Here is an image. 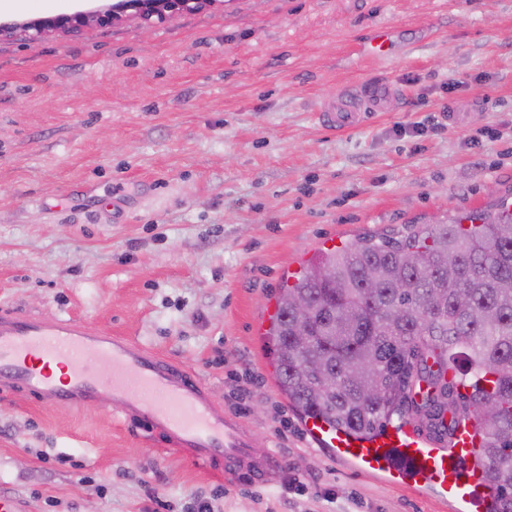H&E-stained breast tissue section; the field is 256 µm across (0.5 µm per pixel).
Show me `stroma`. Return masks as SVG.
I'll list each match as a JSON object with an SVG mask.
<instances>
[{"label": "stroma", "mask_w": 512, "mask_h": 512, "mask_svg": "<svg viewBox=\"0 0 512 512\" xmlns=\"http://www.w3.org/2000/svg\"><path fill=\"white\" fill-rule=\"evenodd\" d=\"M116 0H0V309L112 328L206 383L271 485L228 484L108 398L0 396L24 512H457L311 445L264 332L321 249L512 199V0H214L34 39ZM388 29L384 55L368 41ZM386 82L364 125L327 99Z\"/></svg>", "instance_id": "obj_1"}]
</instances>
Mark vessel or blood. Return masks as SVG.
<instances>
[{
	"mask_svg": "<svg viewBox=\"0 0 512 512\" xmlns=\"http://www.w3.org/2000/svg\"><path fill=\"white\" fill-rule=\"evenodd\" d=\"M391 92L380 84L330 101L323 123L336 132L353 128ZM100 362L109 365V374L97 371ZM19 392L47 406H84L109 397L131 423L145 424L177 450L223 471L230 482L267 483L279 465L275 455L254 454L242 421L216 407L193 372L72 317L46 320L0 311V395ZM304 425L318 446L357 472L414 489L435 485L461 512H482L484 475L469 465L480 438L471 425L454 431L448 450L407 420L371 440L333 430L319 419Z\"/></svg>",
	"mask_w": 512,
	"mask_h": 512,
	"instance_id": "obj_1",
	"label": "vessel or blood"
}]
</instances>
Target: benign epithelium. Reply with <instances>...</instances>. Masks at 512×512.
I'll list each match as a JSON object with an SVG mask.
<instances>
[{
    "label": "benign epithelium",
    "mask_w": 512,
    "mask_h": 512,
    "mask_svg": "<svg viewBox=\"0 0 512 512\" xmlns=\"http://www.w3.org/2000/svg\"><path fill=\"white\" fill-rule=\"evenodd\" d=\"M210 2L211 0H121V3L106 9L44 18L29 22L23 25V28L30 32L32 37L37 38L51 31L75 32L92 22L108 25L120 19L121 14L128 10H134L144 16L161 15L165 12L198 9Z\"/></svg>",
    "instance_id": "1"
}]
</instances>
